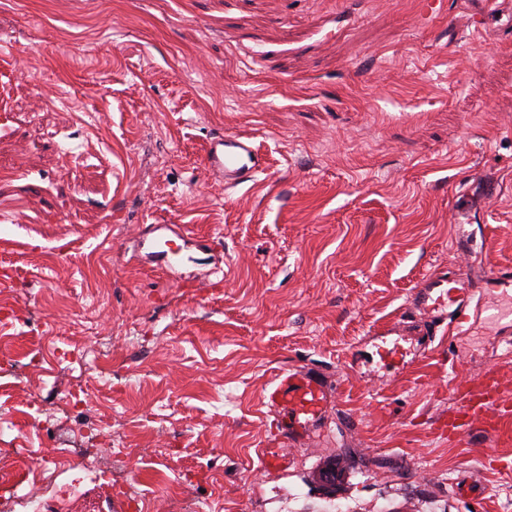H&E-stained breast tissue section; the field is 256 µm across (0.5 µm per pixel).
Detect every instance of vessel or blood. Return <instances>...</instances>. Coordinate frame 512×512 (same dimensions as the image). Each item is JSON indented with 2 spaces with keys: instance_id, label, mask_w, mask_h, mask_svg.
I'll use <instances>...</instances> for the list:
<instances>
[{
  "instance_id": "1",
  "label": "vessel or blood",
  "mask_w": 512,
  "mask_h": 512,
  "mask_svg": "<svg viewBox=\"0 0 512 512\" xmlns=\"http://www.w3.org/2000/svg\"><path fill=\"white\" fill-rule=\"evenodd\" d=\"M202 163L209 180L227 188L252 181L265 169L251 139L231 131L208 141ZM481 287L511 300L512 269L500 267L481 276L468 270L450 276L434 271L424 275L401 318L386 328V335L396 337L397 342L389 348L378 346L381 361L424 357L432 351L438 333H465L471 321L480 318L496 323L501 331H511L512 312L487 305L477 295ZM510 388L512 383L495 372L458 380L453 386L458 404L439 423V431L457 442L476 430L494 439L512 435V405L505 395ZM330 398L325 383L310 369L284 371L270 382L262 402L285 417L288 426L281 445L263 449L265 467L281 466L286 446L320 428Z\"/></svg>"
}]
</instances>
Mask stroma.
<instances>
[{"label": "stroma", "instance_id": "35a3bbf8", "mask_svg": "<svg viewBox=\"0 0 512 512\" xmlns=\"http://www.w3.org/2000/svg\"><path fill=\"white\" fill-rule=\"evenodd\" d=\"M1 54L0 489L41 496L34 417L94 325L112 493L76 450L44 512H512V441L434 431L451 377H512L495 328L400 372L366 344L424 274L512 267V0H0ZM225 131L265 153L255 181L209 184ZM150 224L188 226L179 275L145 263ZM306 367L327 430L265 468L262 393Z\"/></svg>", "mask_w": 512, "mask_h": 512}]
</instances>
